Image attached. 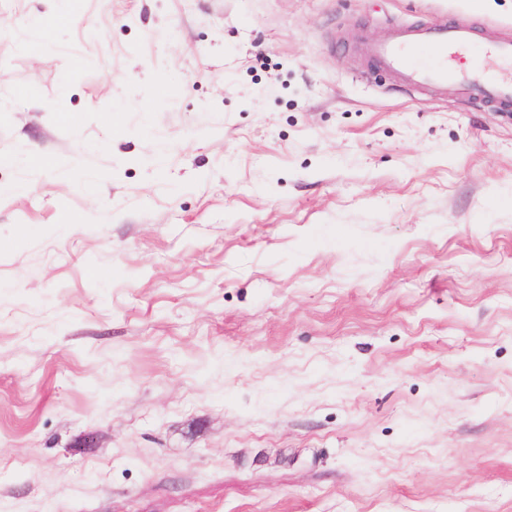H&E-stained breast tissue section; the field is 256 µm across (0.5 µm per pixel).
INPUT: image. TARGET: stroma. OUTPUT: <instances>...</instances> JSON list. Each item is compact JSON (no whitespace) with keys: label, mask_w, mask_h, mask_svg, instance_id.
<instances>
[{"label":"stroma","mask_w":512,"mask_h":512,"mask_svg":"<svg viewBox=\"0 0 512 512\" xmlns=\"http://www.w3.org/2000/svg\"><path fill=\"white\" fill-rule=\"evenodd\" d=\"M445 21L0 0V512H512V117L368 54Z\"/></svg>","instance_id":"35a3bbf8"}]
</instances>
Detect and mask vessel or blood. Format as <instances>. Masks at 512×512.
Segmentation results:
<instances>
[{
  "mask_svg": "<svg viewBox=\"0 0 512 512\" xmlns=\"http://www.w3.org/2000/svg\"><path fill=\"white\" fill-rule=\"evenodd\" d=\"M473 55L467 65L463 56ZM376 65L411 89L467 95L512 108V38L482 41L462 24H405L373 46Z\"/></svg>",
  "mask_w": 512,
  "mask_h": 512,
  "instance_id": "obj_1",
  "label": "vessel or blood"
}]
</instances>
